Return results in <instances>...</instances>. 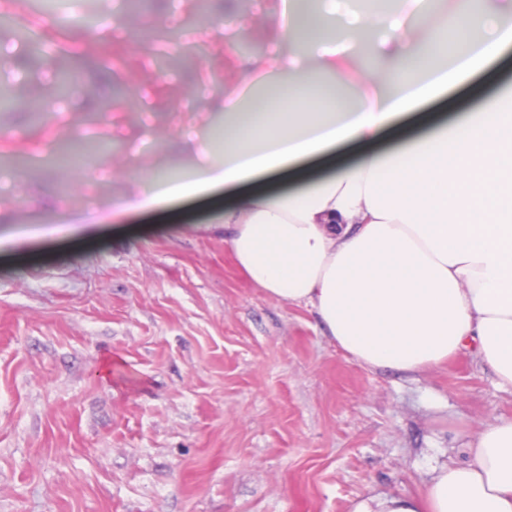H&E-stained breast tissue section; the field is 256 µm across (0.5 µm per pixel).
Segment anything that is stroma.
Here are the masks:
<instances>
[{
    "instance_id": "obj_1",
    "label": "stroma",
    "mask_w": 512,
    "mask_h": 512,
    "mask_svg": "<svg viewBox=\"0 0 512 512\" xmlns=\"http://www.w3.org/2000/svg\"><path fill=\"white\" fill-rule=\"evenodd\" d=\"M42 31L84 46L120 28L130 66L113 89L85 77L58 134L29 129L23 108L52 101L45 67L0 28L22 105L0 135V512H350L368 493L415 496L434 467L465 460L481 423L512 417L475 353L417 373L372 369L330 343L308 306L270 300L224 245L207 199L57 231L55 206L110 207L157 170L196 162L190 129L211 136L208 101L241 62L267 49L250 28L228 60L198 30L222 35L279 0H99L98 35L63 20L84 0H56ZM113 95L91 127L92 100ZM108 135L121 150L87 199L86 172L43 164L57 136Z\"/></svg>"
}]
</instances>
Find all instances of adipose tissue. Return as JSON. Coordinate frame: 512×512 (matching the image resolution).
<instances>
[{
  "label": "adipose tissue",
  "mask_w": 512,
  "mask_h": 512,
  "mask_svg": "<svg viewBox=\"0 0 512 512\" xmlns=\"http://www.w3.org/2000/svg\"><path fill=\"white\" fill-rule=\"evenodd\" d=\"M394 3L382 18L351 14L337 35L348 42L387 27L393 38L380 50L399 58L397 68L355 76L327 46L312 60L315 71L354 86L353 107L244 112L237 89H225L222 152L200 140L187 176L152 180L113 203L112 214L236 188L224 206V242L268 298L310 305L329 340L368 367L417 372L472 345L512 388V86L500 81L512 58V24L500 16L512 0L503 9L451 0L445 21L425 14L413 28L411 0ZM320 30L281 0L270 28L278 48L255 59L256 70L297 67L283 46ZM460 87L478 109L436 123L426 105ZM382 132L399 148L379 152ZM344 142L356 147V163L334 155ZM315 156L330 176L308 174L302 162ZM282 173L293 190L270 187ZM351 512H512V418L484 424L467 460L436 468L421 496L369 494Z\"/></svg>",
  "instance_id": "obj_1"
}]
</instances>
